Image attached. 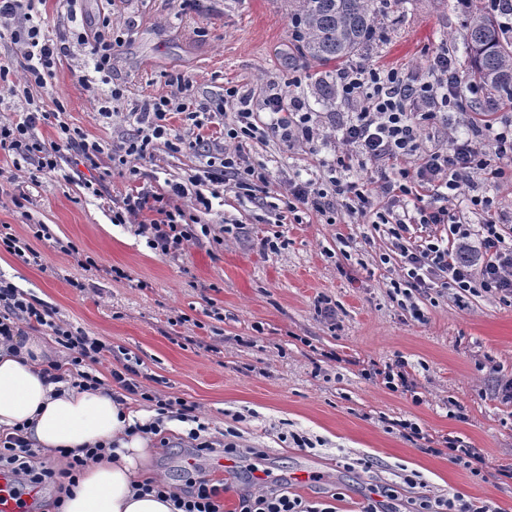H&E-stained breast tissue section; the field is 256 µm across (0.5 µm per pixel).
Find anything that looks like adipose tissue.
Segmentation results:
<instances>
[{"instance_id": "ef3b65f1", "label": "adipose tissue", "mask_w": 512, "mask_h": 512, "mask_svg": "<svg viewBox=\"0 0 512 512\" xmlns=\"http://www.w3.org/2000/svg\"><path fill=\"white\" fill-rule=\"evenodd\" d=\"M51 356L35 336L0 344V429L27 424L34 447L49 456L60 449L116 445L114 458H102L84 473L62 512H177L172 501L139 490L154 450L149 436L125 429L133 420H147V413L119 404L108 386L80 390L47 381L42 371Z\"/></svg>"}]
</instances>
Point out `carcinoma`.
Wrapping results in <instances>:
<instances>
[{
    "mask_svg": "<svg viewBox=\"0 0 512 512\" xmlns=\"http://www.w3.org/2000/svg\"><path fill=\"white\" fill-rule=\"evenodd\" d=\"M300 27L297 58L320 66L336 65L364 54L380 37L373 0H288ZM469 66L485 102L512 100V41L481 10L471 15L466 31Z\"/></svg>",
    "mask_w": 512,
    "mask_h": 512,
    "instance_id": "cac0c4a2",
    "label": "carcinoma"
}]
</instances>
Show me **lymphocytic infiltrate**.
I'll return each instance as SVG.
<instances>
[{
	"label": "lymphocytic infiltrate",
	"mask_w": 512,
	"mask_h": 512,
	"mask_svg": "<svg viewBox=\"0 0 512 512\" xmlns=\"http://www.w3.org/2000/svg\"><path fill=\"white\" fill-rule=\"evenodd\" d=\"M42 0H0V28L9 31L20 46L25 67L24 83L12 86L10 93L17 100L21 114L18 121L0 123V149L20 156L41 172L60 170L63 151L76 154L78 163L94 170L83 187L94 197L101 196L107 173L99 169L98 159L104 148L99 141L88 139L66 121L56 124L58 138L45 143L36 130L48 121L50 112L43 109L32 94L45 87L66 53L65 45L51 39L44 31L45 22L38 10ZM89 54L93 60L96 82L110 85L108 98L101 100L99 113L104 118L114 114L112 105L124 92L112 87V43L94 37ZM336 83L344 100L359 102L361 108L339 131L344 152L336 158L337 169L351 163L369 164L376 171L366 182L348 181L336 176L327 182L289 179L282 185V197L290 212L301 210L323 217L326 223L336 221L339 208L363 218L375 216L386 226L402 264V275L393 284L394 290L419 294L430 290L454 289L460 294L495 295L499 302L512 307V225L497 223L490 202L479 193L480 178H512V120L500 119L490 140L454 141L449 149L429 150L420 144L422 127L435 123L442 109L451 107L463 111V98L456 91L459 75L449 53L437 54L429 65V78L414 81L396 68L352 65L338 69ZM226 108H231L232 120H225L223 110L210 111L197 106L190 94L153 97L143 100L129 112L135 126L133 137L113 144L112 162L121 173L137 176V159L146 157L157 141H165L174 150L199 151L206 164L201 173L190 176L188 184H177L171 195L141 187L126 195L112 210L116 224H134L150 249L160 257L182 255L187 246L197 240V227L204 215L210 214L220 190L233 186L239 193L256 196L265 192L268 174L265 168L254 166L242 153L243 142L259 134V109L276 114L271 131L288 145L311 144L320 136L319 121L305 103L287 99L278 81H268L261 99L230 87L224 93ZM183 116L187 125L200 129L205 125L224 128L221 138L201 137L189 140L174 135L170 120ZM468 191L475 214L474 220L451 214L445 207H421L415 215L397 212L396 205L404 198L420 197L421 193L451 200L461 191ZM150 220H143L144 212ZM427 228L428 235L413 240L412 226ZM31 330L53 336L55 342L68 350L70 366L77 373L73 387L89 390L102 386L97 367L105 358L107 347L82 330L63 323L54 307L25 293L6 279L0 278V340ZM132 366L111 370L110 375L128 394L139 396L145 407L156 416L145 424L130 426V433L159 434L164 420L193 422L187 441L198 455L218 457L235 454L239 443L237 423L242 415H233V424L224 430L223 441L204 435L197 407L180 397H168L143 388L136 380ZM107 444L100 443L75 454L60 450L61 467L40 460L25 436L23 425L12 431L0 432V475L13 486L41 491L54 486L57 491L70 492L90 463L103 458ZM144 491L158 497H171L178 512H224L220 490L209 479L191 482L182 494L173 495L166 483L153 480ZM239 512H335L334 507L319 508L287 489L258 488L242 494Z\"/></svg>",
	"instance_id": "obj_1"
}]
</instances>
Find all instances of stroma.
<instances>
[{
  "label": "stroma",
  "instance_id": "35a3bbf8",
  "mask_svg": "<svg viewBox=\"0 0 512 512\" xmlns=\"http://www.w3.org/2000/svg\"><path fill=\"white\" fill-rule=\"evenodd\" d=\"M374 6L384 36L368 63L421 80L431 57L445 49L456 59L462 87L470 86L468 16L456 0H374ZM40 10L48 35L68 53L34 96L49 112L63 104L65 121L107 147L133 134L126 114L138 101L176 93L181 78L196 104L211 109L223 102L225 88L257 91L270 79L291 77L300 78L296 93L309 111L358 108L321 97L320 66L293 60L287 0H82L72 22L62 0H44ZM100 32L120 45L111 85L89 89L80 81L86 57L76 37ZM114 86L127 97L106 121L97 100ZM488 118L483 99L472 96L465 113L425 127L420 139L443 150ZM342 150L338 129L329 125L312 146H290L267 133L247 140L250 162L270 174L267 197L225 188L206 218L208 234L175 258L156 256L134 225L113 224L111 209L137 183L163 194L169 183L186 181L203 162L198 154L157 145L138 161L139 181L113 173L96 198L83 189L84 166L65 163L58 177L0 152V225H10L40 255L33 264L0 251V274L112 349L98 367L103 381H110L120 350L136 363L142 385L197 404L209 435L221 436L231 414L243 415L231 469L216 472L215 460L177 443L152 461L154 479L182 485L192 470L203 471L220 489L226 512H236L241 493L257 481L334 504L336 512H361L377 484L397 489L398 512L422 495L457 494L512 512V481L497 477L512 468V402L496 392L499 380L512 378V308L487 294L462 303L451 290L394 294L401 263L385 228L345 214L334 224L313 214L295 220L280 199L282 182L327 181ZM21 196L27 202L20 209L13 201ZM35 224L47 225L49 237L33 238ZM273 235L284 248L262 250L261 238ZM86 256L95 268L79 265ZM115 267L123 277L112 276ZM321 298L335 305L334 321L319 315ZM216 311L221 320L213 319ZM331 352L337 360H328ZM399 356L421 404L365 374ZM405 419L418 423L423 439L402 436L394 423ZM292 432L310 438L311 447H296ZM449 436L484 450L487 481L434 455ZM359 457L372 461L371 471L356 465ZM408 473L414 483L405 482Z\"/></svg>",
  "mask_w": 512,
  "mask_h": 512
}]
</instances>
